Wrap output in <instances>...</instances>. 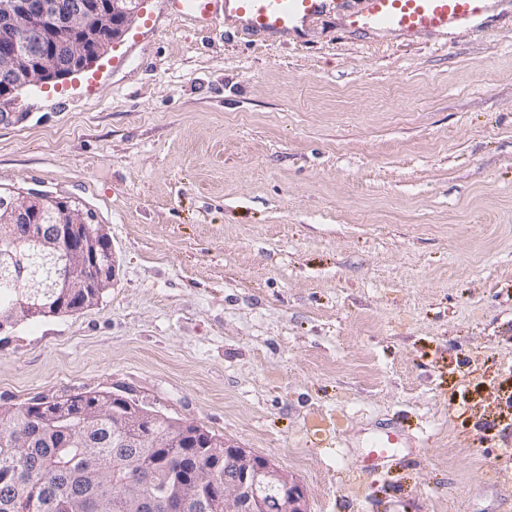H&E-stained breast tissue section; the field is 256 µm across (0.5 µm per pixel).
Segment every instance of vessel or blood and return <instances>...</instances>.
<instances>
[{"mask_svg":"<svg viewBox=\"0 0 512 512\" xmlns=\"http://www.w3.org/2000/svg\"><path fill=\"white\" fill-rule=\"evenodd\" d=\"M492 0H171L181 14L206 18L224 14L238 18L250 35L298 33L312 18L333 13L354 33L393 32L399 35H439L456 26L483 19ZM403 435L382 430L361 461L362 469L387 462Z\"/></svg>","mask_w":512,"mask_h":512,"instance_id":"1","label":"vessel or blood"}]
</instances>
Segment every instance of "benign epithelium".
I'll return each instance as SVG.
<instances>
[{
    "label": "benign epithelium",
    "instance_id": "benign-epithelium-1",
    "mask_svg": "<svg viewBox=\"0 0 512 512\" xmlns=\"http://www.w3.org/2000/svg\"><path fill=\"white\" fill-rule=\"evenodd\" d=\"M144 0H0V118L27 86L57 83L89 69L126 32ZM27 244L66 273L56 278L32 269ZM115 259L112 241L101 224L73 200L32 192L0 195V280L27 291L0 308V335L23 319L59 315L95 305L112 287ZM51 290L55 301L39 303ZM36 434L19 444L33 448L42 441L59 451L73 449L82 462L72 467L60 459L57 480L68 485L71 502L84 508L95 496L100 465L110 461L112 512H159L161 499L150 490L179 488L178 512H307L306 490L273 460L213 435L187 421L149 410L138 401L112 394L108 402L75 414L52 400L35 403ZM134 448H200L224 461V480L207 466L182 482L170 469L145 466L136 482L124 479L132 468ZM29 486L14 478L0 494V512H32Z\"/></svg>",
    "mask_w": 512,
    "mask_h": 512
}]
</instances>
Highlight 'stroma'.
<instances>
[{
    "label": "stroma",
    "instance_id": "stroma-1",
    "mask_svg": "<svg viewBox=\"0 0 512 512\" xmlns=\"http://www.w3.org/2000/svg\"><path fill=\"white\" fill-rule=\"evenodd\" d=\"M30 190L105 225L116 278L0 336V403L127 396L271 458L308 512H512V0L262 40L144 0L0 120V191ZM389 425L410 447L360 471Z\"/></svg>",
    "mask_w": 512,
    "mask_h": 512
}]
</instances>
